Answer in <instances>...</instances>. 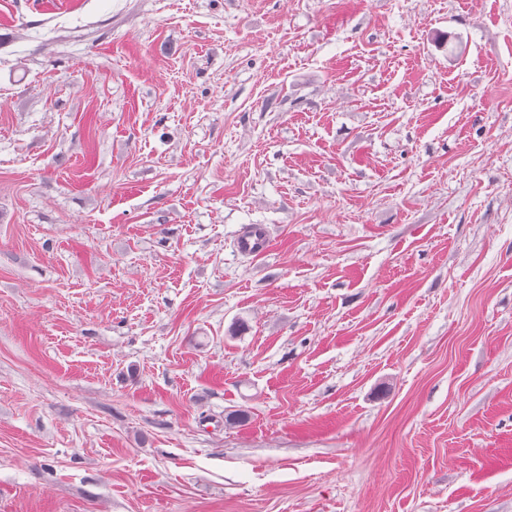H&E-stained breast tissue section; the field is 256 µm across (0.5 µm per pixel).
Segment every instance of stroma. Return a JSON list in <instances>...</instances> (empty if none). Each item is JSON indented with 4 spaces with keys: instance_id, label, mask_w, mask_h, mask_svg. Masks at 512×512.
Listing matches in <instances>:
<instances>
[{
    "instance_id": "1",
    "label": "stroma",
    "mask_w": 512,
    "mask_h": 512,
    "mask_svg": "<svg viewBox=\"0 0 512 512\" xmlns=\"http://www.w3.org/2000/svg\"><path fill=\"white\" fill-rule=\"evenodd\" d=\"M0 512H512V0H0ZM238 251L245 255L260 257L270 249V240L264 227L246 226L237 238Z\"/></svg>"
}]
</instances>
